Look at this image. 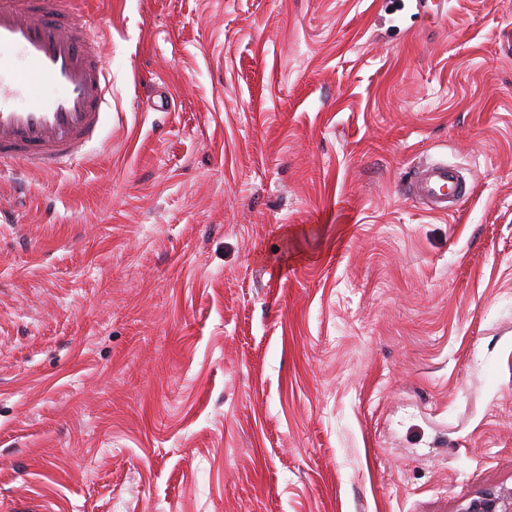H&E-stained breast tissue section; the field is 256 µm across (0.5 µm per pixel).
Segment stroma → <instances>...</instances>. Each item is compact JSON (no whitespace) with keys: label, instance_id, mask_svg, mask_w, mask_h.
Masks as SVG:
<instances>
[{"label":"stroma","instance_id":"35a3bbf8","mask_svg":"<svg viewBox=\"0 0 512 512\" xmlns=\"http://www.w3.org/2000/svg\"><path fill=\"white\" fill-rule=\"evenodd\" d=\"M89 7L99 142L0 173V512L512 491V0ZM407 192L427 210L443 214L454 212L467 193L458 169L439 160L422 163L413 169Z\"/></svg>","mask_w":512,"mask_h":512}]
</instances>
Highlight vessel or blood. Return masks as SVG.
Listing matches in <instances>:
<instances>
[{
	"label": "vessel or blood",
	"mask_w": 512,
	"mask_h": 512,
	"mask_svg": "<svg viewBox=\"0 0 512 512\" xmlns=\"http://www.w3.org/2000/svg\"><path fill=\"white\" fill-rule=\"evenodd\" d=\"M101 54L78 0H0V171L20 161L53 172L84 158L106 121ZM47 84L49 97L39 93ZM407 192L443 214L465 194L458 169L439 160L417 166Z\"/></svg>",
	"instance_id": "1"
}]
</instances>
